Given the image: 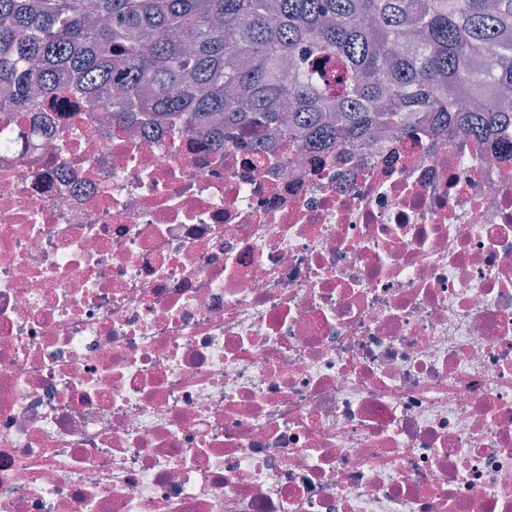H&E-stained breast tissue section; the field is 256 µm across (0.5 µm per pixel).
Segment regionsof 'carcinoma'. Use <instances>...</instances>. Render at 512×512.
Wrapping results in <instances>:
<instances>
[{"label": "carcinoma", "instance_id": "1", "mask_svg": "<svg viewBox=\"0 0 512 512\" xmlns=\"http://www.w3.org/2000/svg\"><path fill=\"white\" fill-rule=\"evenodd\" d=\"M512 0H0V113L36 95L99 100L117 125L181 116L251 147L306 131L324 151L431 121L512 125Z\"/></svg>", "mask_w": 512, "mask_h": 512}]
</instances>
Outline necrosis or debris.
Instances as JSON below:
<instances>
[{
  "label": "necrosis or debris",
  "instance_id": "1",
  "mask_svg": "<svg viewBox=\"0 0 512 512\" xmlns=\"http://www.w3.org/2000/svg\"><path fill=\"white\" fill-rule=\"evenodd\" d=\"M103 113L0 114V512H512V128Z\"/></svg>",
  "mask_w": 512,
  "mask_h": 512
}]
</instances>
